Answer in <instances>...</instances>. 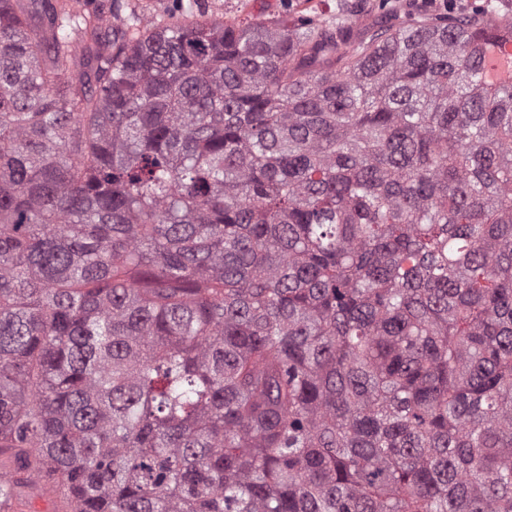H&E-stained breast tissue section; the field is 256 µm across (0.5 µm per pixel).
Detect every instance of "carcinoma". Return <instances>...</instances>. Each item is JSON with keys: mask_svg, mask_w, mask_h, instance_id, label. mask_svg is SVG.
<instances>
[{"mask_svg": "<svg viewBox=\"0 0 512 512\" xmlns=\"http://www.w3.org/2000/svg\"><path fill=\"white\" fill-rule=\"evenodd\" d=\"M124 7L0 0V500L512 512V18ZM130 3L138 5L137 13L143 22L156 21L163 22L172 17L170 13L177 11L174 0H129ZM182 4V2H181Z\"/></svg>", "mask_w": 512, "mask_h": 512, "instance_id": "obj_1", "label": "carcinoma"}]
</instances>
